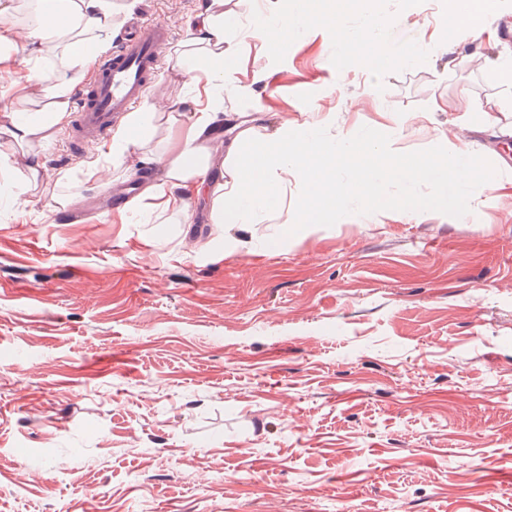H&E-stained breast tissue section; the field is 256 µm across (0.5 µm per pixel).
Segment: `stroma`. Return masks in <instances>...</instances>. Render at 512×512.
Instances as JSON below:
<instances>
[{
	"label": "stroma",
	"mask_w": 512,
	"mask_h": 512,
	"mask_svg": "<svg viewBox=\"0 0 512 512\" xmlns=\"http://www.w3.org/2000/svg\"><path fill=\"white\" fill-rule=\"evenodd\" d=\"M111 3L116 32L180 20L121 156L78 148L73 112L17 138L59 72L78 90L91 69L56 38L0 54V186L24 189L0 195V512H512V0L477 36L448 0H258L294 22L276 44L236 33L225 112L264 139L358 137L369 167L457 144L480 173L467 221L354 201L321 224L300 174L251 224L212 218L232 164L210 159L203 191L166 175L207 103L176 60L199 14L248 5ZM369 13L434 52L337 56ZM360 37L361 34L358 32L341 29L339 34L340 39L338 41V45L341 48L339 52L341 55L359 56L368 64V66L375 69L381 68L384 64L394 59L405 62H414L423 53V51L429 47V44L416 42L410 47L399 49L396 52L390 49L382 55L370 57L362 52H356L353 50L357 45V41L360 40Z\"/></svg>",
	"instance_id": "obj_1"
}]
</instances>
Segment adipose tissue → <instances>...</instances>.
I'll return each instance as SVG.
<instances>
[{"instance_id":"adipose-tissue-1","label":"adipose tissue","mask_w":512,"mask_h":512,"mask_svg":"<svg viewBox=\"0 0 512 512\" xmlns=\"http://www.w3.org/2000/svg\"><path fill=\"white\" fill-rule=\"evenodd\" d=\"M66 9L59 22L39 23L22 34L24 40L33 42L50 35L65 37L69 67L84 66L88 60L85 48L88 41L86 32L105 36L112 28L111 9L98 8L97 0H65ZM237 21L236 15L208 13L202 16L198 28L204 33L207 44L204 52L189 56L185 65L188 72L208 70L210 92L209 106L200 111L196 118L198 128H205L216 120L224 108V87L231 79V63L234 52L228 45V35ZM72 92L70 80L58 76L49 90L50 102L43 111L20 120L16 128L20 136L26 137L59 124L67 116L68 101ZM250 141L249 129H241L226 145V156L233 160L248 157L246 171L236 172L232 181L224 185V209L220 221L224 224L251 223L254 207L265 204L264 190L270 183L287 182L289 176L305 173L308 194L301 207L306 223L319 224L329 213V205L336 201L362 196L364 201L376 200L379 188L389 182L417 184L433 179L447 184L448 191L441 204L449 212L457 214L467 211L468 205L460 183L449 181L448 165L470 167L471 160L466 149L456 146L451 149L446 161L424 156L404 158L398 155H384L378 167L376 180L357 184L356 180H335L324 182L323 170L345 167L354 168L359 146L347 139L339 143H325L312 132L304 131L295 137L279 135L266 141L263 149L246 154L245 147Z\"/></svg>"}]
</instances>
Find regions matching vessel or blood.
<instances>
[{
    "label": "vessel or blood",
    "instance_id": "1",
    "mask_svg": "<svg viewBox=\"0 0 512 512\" xmlns=\"http://www.w3.org/2000/svg\"><path fill=\"white\" fill-rule=\"evenodd\" d=\"M172 41V25L137 19L127 22L109 51L88 49L92 75L75 106L81 145H98L113 124L127 118L160 71Z\"/></svg>",
    "mask_w": 512,
    "mask_h": 512
}]
</instances>
